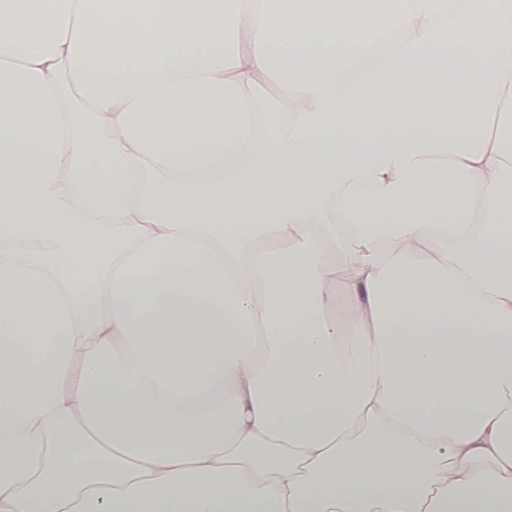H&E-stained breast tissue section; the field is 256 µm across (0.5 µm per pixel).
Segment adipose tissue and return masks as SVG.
Wrapping results in <instances>:
<instances>
[{"instance_id": "ef3b65f1", "label": "adipose tissue", "mask_w": 512, "mask_h": 512, "mask_svg": "<svg viewBox=\"0 0 512 512\" xmlns=\"http://www.w3.org/2000/svg\"><path fill=\"white\" fill-rule=\"evenodd\" d=\"M0 512H512V0H0Z\"/></svg>"}]
</instances>
